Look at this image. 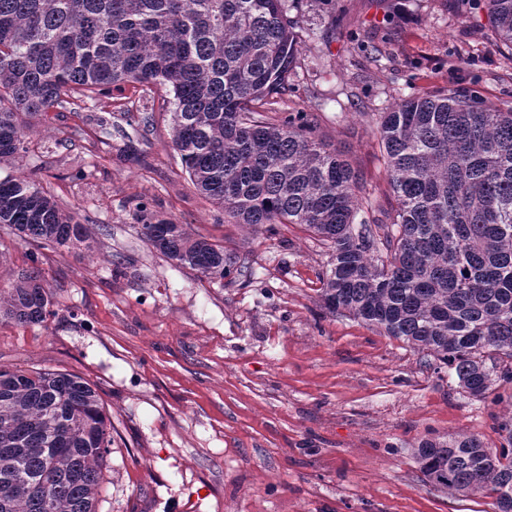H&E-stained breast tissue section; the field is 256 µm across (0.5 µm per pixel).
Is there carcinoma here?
<instances>
[{
  "mask_svg": "<svg viewBox=\"0 0 512 512\" xmlns=\"http://www.w3.org/2000/svg\"><path fill=\"white\" fill-rule=\"evenodd\" d=\"M476 6L512 57V0ZM296 53L285 0H0V161L24 156L52 109L168 84L171 146L198 192L249 231L301 224L330 244L328 312L424 353L472 395L494 373L511 382L512 109L447 89L380 113L394 203L389 223L369 224L358 171L308 113L276 121L252 109L288 88ZM0 224L54 248L95 242L28 175L0 180ZM139 232L213 283L251 274L248 257L183 224L145 214ZM39 261L0 282L1 323L52 315ZM111 428L88 379L0 368V512H97ZM413 456L432 486L512 512V434L499 448L474 434L428 437Z\"/></svg>",
  "mask_w": 512,
  "mask_h": 512,
  "instance_id": "cac0c4a2",
  "label": "carcinoma"
}]
</instances>
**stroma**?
Instances as JSON below:
<instances>
[{
	"label": "stroma",
	"mask_w": 512,
	"mask_h": 512,
	"mask_svg": "<svg viewBox=\"0 0 512 512\" xmlns=\"http://www.w3.org/2000/svg\"><path fill=\"white\" fill-rule=\"evenodd\" d=\"M299 33L278 120L308 112L361 176L366 217L393 194L374 120L402 99L456 86L512 107V59L462 0H286ZM170 95L112 91L97 108L38 120L0 180L34 174L66 212L97 225L94 257L20 241L0 226V276L41 251L53 316L0 323V367L67 371L98 386L112 422L98 512H495L492 498L424 481L420 439L507 441L512 382L470 396L447 369L364 322L327 312L331 249L302 225L246 234L192 186L171 146ZM152 114L148 130L126 110ZM140 158L128 160L129 148ZM248 254L224 286L158 254L139 204Z\"/></svg>",
	"instance_id": "obj_1"
}]
</instances>
